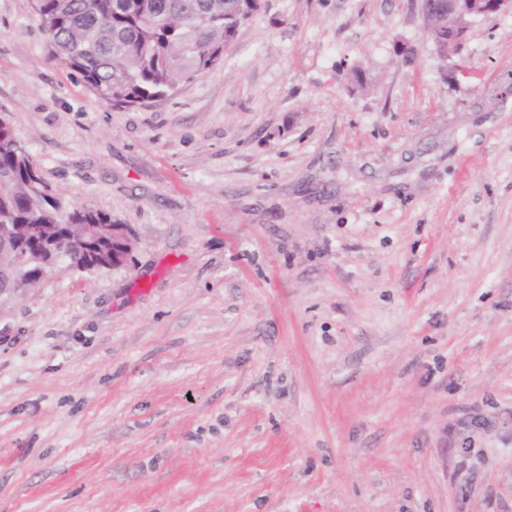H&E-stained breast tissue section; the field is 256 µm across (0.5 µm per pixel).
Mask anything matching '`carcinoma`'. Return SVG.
<instances>
[{
  "label": "carcinoma",
  "instance_id": "cac0c4a2",
  "mask_svg": "<svg viewBox=\"0 0 512 512\" xmlns=\"http://www.w3.org/2000/svg\"><path fill=\"white\" fill-rule=\"evenodd\" d=\"M54 56L114 109L164 96L219 65L242 21L240 0H35ZM90 208L65 209L0 117V224H110ZM42 249L30 237L25 273Z\"/></svg>",
  "mask_w": 512,
  "mask_h": 512
}]
</instances>
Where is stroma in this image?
<instances>
[{
	"label": "stroma",
	"instance_id": "1",
	"mask_svg": "<svg viewBox=\"0 0 512 512\" xmlns=\"http://www.w3.org/2000/svg\"><path fill=\"white\" fill-rule=\"evenodd\" d=\"M0 115L133 239L0 304V512H512V12L260 0L115 110L0 0ZM447 4L448 18L445 14H432L428 24L429 13L425 10L426 35L437 50L445 57L457 55L463 48L472 19L489 18L499 13L512 12L511 0H444ZM447 30V36H437Z\"/></svg>",
	"mask_w": 512,
	"mask_h": 512
}]
</instances>
